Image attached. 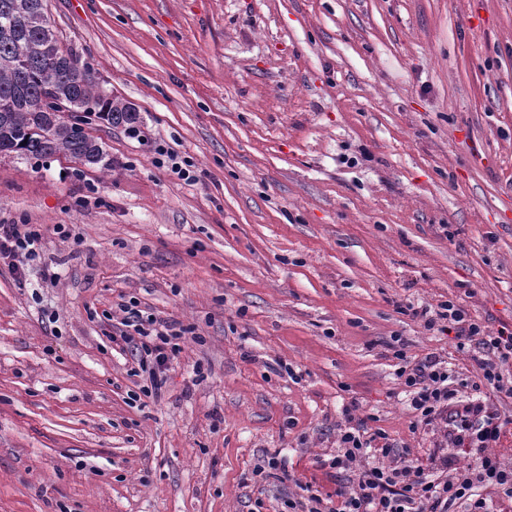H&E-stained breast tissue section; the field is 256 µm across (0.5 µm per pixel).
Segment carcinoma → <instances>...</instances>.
<instances>
[{
  "label": "carcinoma",
  "instance_id": "carcinoma-1",
  "mask_svg": "<svg viewBox=\"0 0 512 512\" xmlns=\"http://www.w3.org/2000/svg\"><path fill=\"white\" fill-rule=\"evenodd\" d=\"M73 67L85 73L78 83L70 78ZM40 100L49 101V111L36 110ZM92 117L130 131L140 121L133 105L112 100L62 45L46 0H0V156L62 155L108 169L103 142L87 129Z\"/></svg>",
  "mask_w": 512,
  "mask_h": 512
}]
</instances>
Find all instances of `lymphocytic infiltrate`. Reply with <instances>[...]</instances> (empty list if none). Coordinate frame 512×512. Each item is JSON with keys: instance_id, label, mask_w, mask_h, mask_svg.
Returning <instances> with one entry per match:
<instances>
[{"instance_id": "1", "label": "lymphocytic infiltrate", "mask_w": 512, "mask_h": 512, "mask_svg": "<svg viewBox=\"0 0 512 512\" xmlns=\"http://www.w3.org/2000/svg\"><path fill=\"white\" fill-rule=\"evenodd\" d=\"M43 239L40 225L0 224V266L6 267L18 283H25L30 263ZM121 326L110 341L120 350L130 351L148 383L141 392L155 398L166 382L171 362L190 327L161 319L139 310L136 300L119 303ZM427 327L448 323L456 332L459 349L471 352L482 373V383L490 392L512 396V331L489 334L482 323L459 305L448 301L438 310L420 312ZM400 379L417 424L447 426L451 446H468L476 454L473 467L455 471L450 446H439L427 461L396 452L382 431H367L362 421L346 415L341 428V451L328 460L329 468L350 473V483L340 491L334 506H324L311 485H304L303 497L286 500L289 512H494L493 495L512 500V466L490 454L502 436L503 423L489 401H463L450 382L448 370L435 354L405 362Z\"/></svg>"}]
</instances>
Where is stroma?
I'll list each match as a JSON object with an SVG mask.
<instances>
[{
	"mask_svg": "<svg viewBox=\"0 0 512 512\" xmlns=\"http://www.w3.org/2000/svg\"><path fill=\"white\" fill-rule=\"evenodd\" d=\"M47 5L141 136L0 157V224L45 229L27 287L0 268V512H285L348 485L349 406L426 459L396 351L481 374L412 309L512 330V0ZM130 297L195 328L156 399L109 340ZM156 153L159 155V157L156 158V164L159 166L164 167L166 164V166L170 168L173 174H177L179 178L185 180L191 179L193 177V175L190 174L192 171L189 168L193 166L190 162L177 161L178 157L162 145H159L156 148Z\"/></svg>",
	"mask_w": 512,
	"mask_h": 512,
	"instance_id": "stroma-1",
	"label": "stroma"
}]
</instances>
